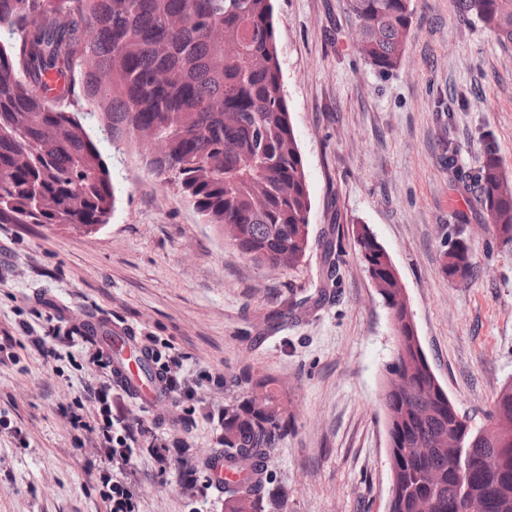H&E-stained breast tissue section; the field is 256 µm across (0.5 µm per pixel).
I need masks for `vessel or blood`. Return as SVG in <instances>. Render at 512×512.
<instances>
[{
  "instance_id": "obj_1",
  "label": "vessel or blood",
  "mask_w": 512,
  "mask_h": 512,
  "mask_svg": "<svg viewBox=\"0 0 512 512\" xmlns=\"http://www.w3.org/2000/svg\"><path fill=\"white\" fill-rule=\"evenodd\" d=\"M78 327L82 333L101 341L102 355L114 378L132 391L141 404L153 409L168 401L170 394L161 379L160 365H157L153 355L143 349L137 337L128 333L125 326L85 317L79 321ZM141 363L150 365V377H143L139 373L137 366Z\"/></svg>"
}]
</instances>
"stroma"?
Returning a JSON list of instances; mask_svg holds the SVG:
<instances>
[{
    "label": "stroma",
    "instance_id": "1",
    "mask_svg": "<svg viewBox=\"0 0 512 512\" xmlns=\"http://www.w3.org/2000/svg\"><path fill=\"white\" fill-rule=\"evenodd\" d=\"M406 52L379 74L357 51L347 0H273L282 82L312 201L313 246L280 272L244 259L217 229L116 147L87 104L78 110L107 162L117 202L93 231L0 224V512H106L95 436L65 415L111 383L85 315L145 339L177 390L164 411L120 387L112 413L141 422L114 475L135 486L138 512H224L206 479L227 402L251 375L274 378L291 426L268 463L287 512H386L389 440L382 405L395 342L360 259L368 226L405 288L428 360L449 399L481 427L512 382V248L497 244L456 170L472 172L493 140L512 179V45L456 16V0H413ZM466 239L477 275L440 272L449 238ZM340 245L327 280L320 246ZM295 303L288 322L267 314ZM53 329L65 338L44 344Z\"/></svg>",
    "mask_w": 512,
    "mask_h": 512
}]
</instances>
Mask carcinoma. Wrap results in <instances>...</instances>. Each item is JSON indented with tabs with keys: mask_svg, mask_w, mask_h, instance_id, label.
I'll use <instances>...</instances> for the list:
<instances>
[{
	"mask_svg": "<svg viewBox=\"0 0 512 512\" xmlns=\"http://www.w3.org/2000/svg\"><path fill=\"white\" fill-rule=\"evenodd\" d=\"M358 48L377 72L398 68L414 18L412 0H348ZM512 44V0H459ZM0 224H68L92 230L115 207L110 168L75 105L88 101L112 142L137 148L143 167L175 184L182 201L247 260L288 271L311 248L308 191L284 95L272 0H0ZM485 226L512 246V182L493 141L473 180ZM362 262L388 301L395 351L383 391L392 494L388 512H466L461 491L485 512H512V383L474 428L448 398L400 299L396 270L366 228ZM441 273L465 282L473 267L461 238ZM224 405V512H267L268 462L289 418L268 375ZM464 437L468 447L446 444ZM463 453V476L448 458Z\"/></svg>",
	"mask_w": 512,
	"mask_h": 512,
	"instance_id": "cac0c4a2",
	"label": "carcinoma"
}]
</instances>
